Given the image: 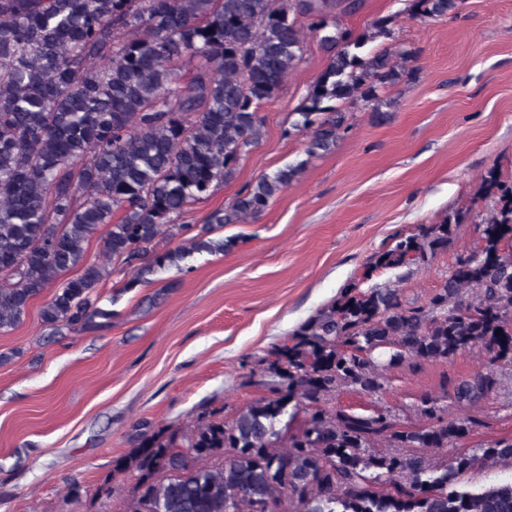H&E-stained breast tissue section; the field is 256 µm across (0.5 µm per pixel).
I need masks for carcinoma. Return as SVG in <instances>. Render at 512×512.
Returning <instances> with one entry per match:
<instances>
[{
  "label": "carcinoma",
  "instance_id": "1",
  "mask_svg": "<svg viewBox=\"0 0 512 512\" xmlns=\"http://www.w3.org/2000/svg\"><path fill=\"white\" fill-rule=\"evenodd\" d=\"M418 5L427 17L456 7ZM339 7L354 12L360 0H0V333L76 267L44 303L43 325L66 336L111 318L99 293L108 264L84 250L102 226L105 256L133 268L130 288L194 253L230 251L235 240L212 233L258 217L305 162L247 185L193 235L180 220L256 143L258 106L302 63L307 34L329 53L292 123L310 136L307 155L334 147L350 120L336 102H372L386 118L380 94L414 52L365 51L390 34L386 20L357 34ZM483 190L493 212L425 305L404 304L388 284L345 289L251 371L247 383L260 376L266 396L230 421L203 412L183 431L146 436L114 460L113 473L134 481L123 512H512V440L466 447L476 420L428 394L430 424L415 430L388 407L333 404L345 389L383 392L384 372L406 360L479 354L487 366L459 380L452 401L476 406L496 389V367L512 368V181L491 171ZM468 218L396 239L364 279L428 265ZM300 411L304 428L282 435ZM427 448L455 452L439 461ZM479 466L510 476L480 489L458 481Z\"/></svg>",
  "mask_w": 512,
  "mask_h": 512
}]
</instances>
